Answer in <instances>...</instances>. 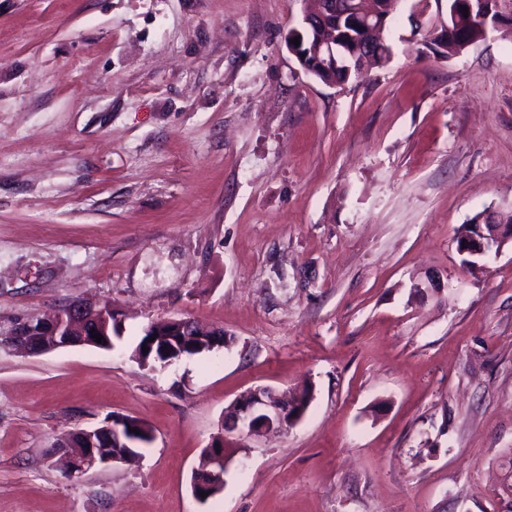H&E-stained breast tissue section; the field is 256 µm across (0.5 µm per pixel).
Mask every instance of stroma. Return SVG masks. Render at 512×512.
<instances>
[{"label": "stroma", "instance_id": "35a3bbf8", "mask_svg": "<svg viewBox=\"0 0 512 512\" xmlns=\"http://www.w3.org/2000/svg\"><path fill=\"white\" fill-rule=\"evenodd\" d=\"M415 3L390 61L333 86L285 43L306 0H0V334L78 302L123 327L0 344V512H512V245L456 251L512 210V41L433 55ZM182 317L228 345L133 360ZM259 385L314 398L223 432ZM114 413L152 431L137 463L54 466ZM485 212L474 215L469 220L468 226L464 227L465 232L468 230V227L472 231L464 233L457 240V252L462 257V260L467 259L478 264L493 249L497 253L506 243L512 241V214L503 219L501 215L493 211L496 216L495 220L498 223L495 224L485 221V217L490 211ZM483 213L485 214L482 215ZM476 219V223L471 224ZM506 224H511V226ZM216 445H219V450H216ZM210 448V450H209ZM209 448H204L202 451V461L198 468H202L203 463L205 460L211 456L212 461L210 462V469H206L201 471V473L198 475L197 479L194 481V485L191 487L192 494L196 500H200L202 498L201 493L202 489L201 487L204 486L201 475H206L208 479L211 480L209 484H207V487H214L209 489V496L213 497L216 494H218L221 489L222 485L218 486L224 482V438L223 436H218L214 442L210 445ZM212 448V449H211ZM211 451V453H210ZM218 486V487H216Z\"/></svg>", "mask_w": 512, "mask_h": 512}]
</instances>
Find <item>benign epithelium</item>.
I'll return each instance as SVG.
<instances>
[{"instance_id":"benign-epithelium-1","label":"benign epithelium","mask_w":512,"mask_h":512,"mask_svg":"<svg viewBox=\"0 0 512 512\" xmlns=\"http://www.w3.org/2000/svg\"><path fill=\"white\" fill-rule=\"evenodd\" d=\"M340 9L345 16L351 14L348 0H320L317 9L304 15L301 28L294 30L291 38L297 37L299 41H304L310 28L321 29L327 26L329 17L336 15ZM337 51L336 42L323 39L315 45L313 56L318 61L324 57L334 63ZM469 228L470 232L457 240V252L472 262H479L493 250L500 251L506 243L512 241V225L491 223L483 215ZM115 315V307L108 302L96 307L83 303L70 304L47 319L16 323L8 333L5 344L30 354L71 346L107 349L109 345L106 340L98 343L91 334L106 333L111 317ZM312 400L311 393L305 398L298 393L296 398L285 400L268 386L255 387L241 394L231 404L229 411L232 412L233 430L246 436H256L271 430L290 429L302 419ZM117 419L119 415L114 414L107 426L84 431L86 450L62 459V465L69 476H79L101 465L131 459L129 455L122 459L110 457L101 450V438L118 433L114 425ZM210 448V468L201 471V474L210 479L209 486L216 487L224 481V436H218Z\"/></svg>"}]
</instances>
